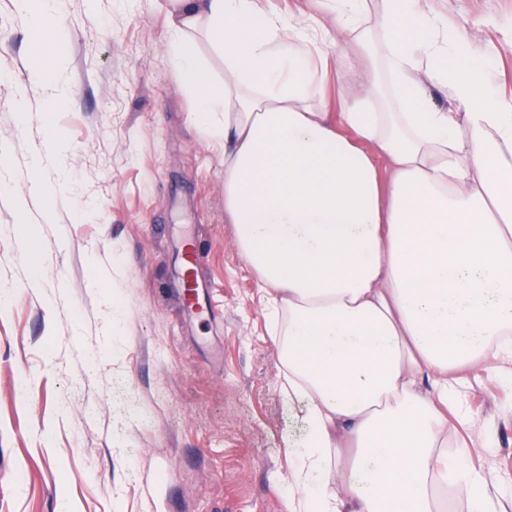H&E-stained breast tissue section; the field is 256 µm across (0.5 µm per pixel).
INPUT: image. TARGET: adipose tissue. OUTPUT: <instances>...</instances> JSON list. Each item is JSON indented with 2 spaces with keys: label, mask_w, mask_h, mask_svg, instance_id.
<instances>
[{
  "label": "adipose tissue",
  "mask_w": 512,
  "mask_h": 512,
  "mask_svg": "<svg viewBox=\"0 0 512 512\" xmlns=\"http://www.w3.org/2000/svg\"><path fill=\"white\" fill-rule=\"evenodd\" d=\"M171 6L168 53L224 148V213L303 426L288 512H512L449 452L464 370L512 377V97L429 0ZM26 8L51 77L63 17ZM357 54L359 93L332 94Z\"/></svg>",
  "instance_id": "ef3b65f1"
}]
</instances>
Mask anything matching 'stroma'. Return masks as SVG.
<instances>
[{"label": "stroma", "mask_w": 512, "mask_h": 512, "mask_svg": "<svg viewBox=\"0 0 512 512\" xmlns=\"http://www.w3.org/2000/svg\"><path fill=\"white\" fill-rule=\"evenodd\" d=\"M512 96V0H434ZM70 92L47 101L32 33L0 0V512H287L302 426L255 274L224 217V153L167 52L168 0H61ZM25 93L18 112L13 103ZM70 153L34 166L50 134ZM23 229L32 251L19 250ZM196 231L207 319L182 311ZM118 294L122 309L108 304ZM458 453L512 489V380L471 370ZM27 392H20V383ZM487 437V447L476 446Z\"/></svg>", "instance_id": "35a3bbf8"}]
</instances>
